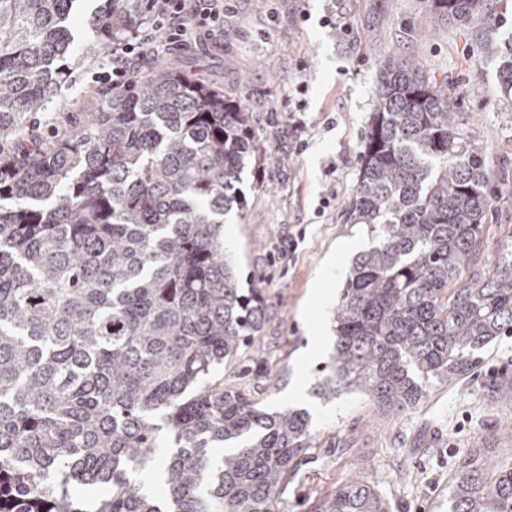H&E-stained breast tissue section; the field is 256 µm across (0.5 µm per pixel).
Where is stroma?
I'll list each match as a JSON object with an SVG mask.
<instances>
[{"instance_id":"35a3bbf8","label":"stroma","mask_w":512,"mask_h":512,"mask_svg":"<svg viewBox=\"0 0 512 512\" xmlns=\"http://www.w3.org/2000/svg\"><path fill=\"white\" fill-rule=\"evenodd\" d=\"M328 14L349 35L321 27ZM394 54L454 96L503 179L485 227L483 258L495 264L512 244V102L495 95V66L467 44L463 26L438 19L428 0H233L223 48L202 37L161 53L146 47L128 64L135 76L158 60L202 67L250 112L266 141V154L243 176L247 206L224 226L226 250L262 293L266 320L255 346L263 361L241 357L215 378L265 410L310 414L309 446L288 475L281 512H308L316 498L355 479L381 493L390 512H448L458 458L470 448H512V336L492 342L476 374L452 386L432 382L422 402L396 414L355 392L330 401L315 393L334 352L346 275L355 256L375 244L366 225L346 223L344 214L377 69ZM107 63L72 60L71 79L45 106L43 130H51L55 113L92 109L103 87L93 75Z\"/></svg>"}]
</instances>
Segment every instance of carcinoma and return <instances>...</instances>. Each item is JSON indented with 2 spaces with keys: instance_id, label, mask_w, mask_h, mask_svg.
Wrapping results in <instances>:
<instances>
[{
  "instance_id": "carcinoma-1",
  "label": "carcinoma",
  "mask_w": 512,
  "mask_h": 512,
  "mask_svg": "<svg viewBox=\"0 0 512 512\" xmlns=\"http://www.w3.org/2000/svg\"><path fill=\"white\" fill-rule=\"evenodd\" d=\"M76 2L0 0V512H276L308 412L209 382L265 319L224 252V215L245 207L242 174L265 140L224 87L165 62L36 133L76 51ZM431 2L450 23L477 21L469 40L512 100L497 0ZM139 20L134 0H102L89 50ZM485 154L433 77L401 56L380 63L347 211L378 243L346 276L319 397L400 412L512 336V245L482 267L497 186ZM162 430L175 452L160 498L148 483ZM311 512L389 510L352 481ZM448 512H512V455L464 453Z\"/></svg>"
}]
</instances>
